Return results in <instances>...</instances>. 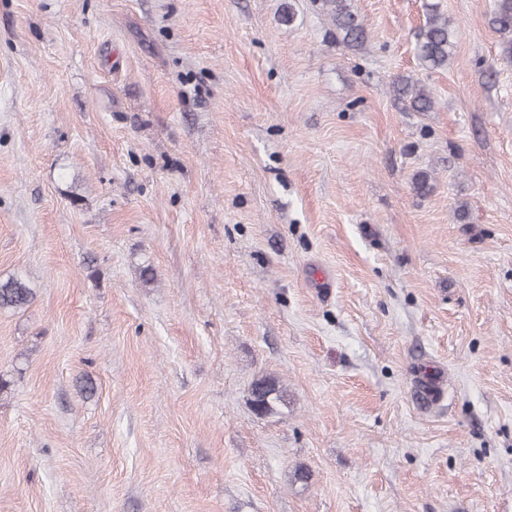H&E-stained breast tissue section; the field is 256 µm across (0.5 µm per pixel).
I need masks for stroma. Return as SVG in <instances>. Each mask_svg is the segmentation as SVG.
<instances>
[{"label": "stroma", "mask_w": 512, "mask_h": 512, "mask_svg": "<svg viewBox=\"0 0 512 512\" xmlns=\"http://www.w3.org/2000/svg\"><path fill=\"white\" fill-rule=\"evenodd\" d=\"M426 2L0 0V512H512V65ZM348 0H323L324 6H328V14L336 28V32L342 36V41L355 46L362 43L366 37V29L358 16L350 10ZM429 11L417 36L416 56L426 69H444L448 67V60L452 58L457 33L448 27L446 19L440 17L436 6L430 5ZM394 92L415 112H427L434 106V98L418 79L398 76L393 81ZM33 292L21 278H10L0 283V310H17L27 306ZM251 397L254 411L260 415H269L285 402L286 388L276 377H261L252 383Z\"/></svg>", "instance_id": "stroma-1"}]
</instances>
